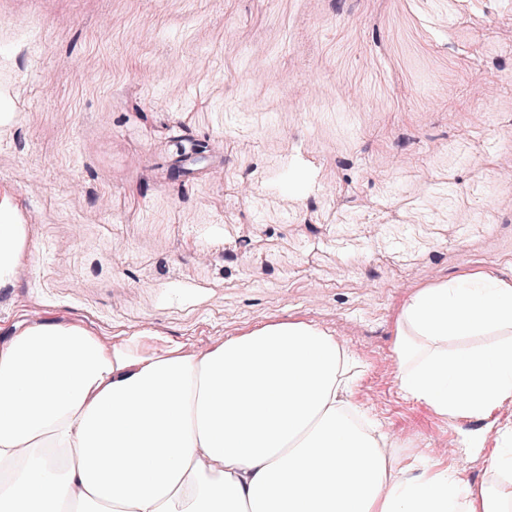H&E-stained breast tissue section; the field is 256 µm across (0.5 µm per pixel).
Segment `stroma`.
<instances>
[{"mask_svg": "<svg viewBox=\"0 0 512 512\" xmlns=\"http://www.w3.org/2000/svg\"><path fill=\"white\" fill-rule=\"evenodd\" d=\"M0 90V185L36 242L1 328L201 345L310 321L397 456L491 478L512 406L403 397L393 322L426 285L512 272V0H0ZM179 136L211 151L171 180Z\"/></svg>", "mask_w": 512, "mask_h": 512, "instance_id": "stroma-1", "label": "stroma"}]
</instances>
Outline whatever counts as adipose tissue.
Instances as JSON below:
<instances>
[{"instance_id":"1","label":"adipose tissue","mask_w":512,"mask_h":512,"mask_svg":"<svg viewBox=\"0 0 512 512\" xmlns=\"http://www.w3.org/2000/svg\"><path fill=\"white\" fill-rule=\"evenodd\" d=\"M34 243L0 189V292ZM399 389L448 419L512 403V274L419 289L394 320ZM352 353L305 321L203 346L42 318L0 336V512H512L496 483L408 475L352 402Z\"/></svg>"}]
</instances>
